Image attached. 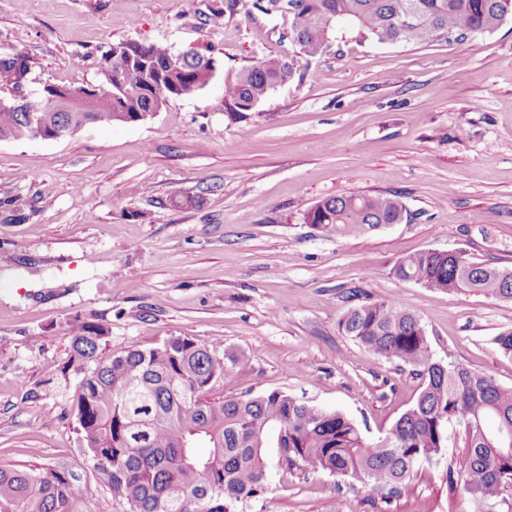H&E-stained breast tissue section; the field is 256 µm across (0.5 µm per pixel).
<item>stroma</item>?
I'll return each instance as SVG.
<instances>
[{"label": "stroma", "instance_id": "stroma-1", "mask_svg": "<svg viewBox=\"0 0 512 512\" xmlns=\"http://www.w3.org/2000/svg\"><path fill=\"white\" fill-rule=\"evenodd\" d=\"M210 0H0V49L24 53L25 93L98 84L102 48L161 42L211 54V83L136 123L52 140L0 141V465L72 476L94 512H125L71 410L81 376L69 328L109 331L110 351L173 336L220 343L246 371L223 394L281 390L385 437L415 402L410 368L367 354L338 327L349 289L400 295L437 359L512 387V301L398 283L424 251L512 270V18L451 44L342 42L245 118L224 85L254 61L294 54L285 15L206 22ZM180 190L188 204L171 203ZM393 194L402 223L346 238L304 221L316 202ZM422 466L391 502L350 478L271 464L278 512H474ZM266 497L239 512H265Z\"/></svg>", "mask_w": 512, "mask_h": 512}]
</instances>
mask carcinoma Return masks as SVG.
Instances as JSON below:
<instances>
[{"instance_id":"obj_1","label":"carcinoma","mask_w":512,"mask_h":512,"mask_svg":"<svg viewBox=\"0 0 512 512\" xmlns=\"http://www.w3.org/2000/svg\"><path fill=\"white\" fill-rule=\"evenodd\" d=\"M208 10L215 24L227 14L284 13L300 56L315 58L333 38L428 45L448 42L450 30L462 39L490 34L512 17V0H224ZM129 47L120 43L101 54L111 96L91 85L75 104L29 94L19 108H0V140L35 136L31 117L44 114L64 135L90 124L132 123L214 77L213 57L191 51L178 58L161 43L141 45L122 72L110 59ZM298 63L281 56L240 69L224 87L229 109L253 111L294 76ZM29 70L24 55L0 50L1 85L22 88ZM403 218L395 197L356 193L321 200L305 214L329 238L377 231ZM391 274L400 283L512 300V272L473 264L458 251L408 256ZM339 328L368 354L407 366L422 381L413 406L376 442L344 414L283 391L211 393L227 372L245 370L241 358L222 353L217 343L172 336L149 349L108 353L107 330L76 320L72 348L82 378L72 407L112 498L128 512H236L239 503L267 491L272 448L290 471L350 477L388 502L420 466L457 442L466 453L448 465V492L460 488L477 507L492 502L512 512V388L436 359L419 318L395 297L356 305ZM79 502L77 485L63 471L0 465V512H78Z\"/></svg>"}]
</instances>
